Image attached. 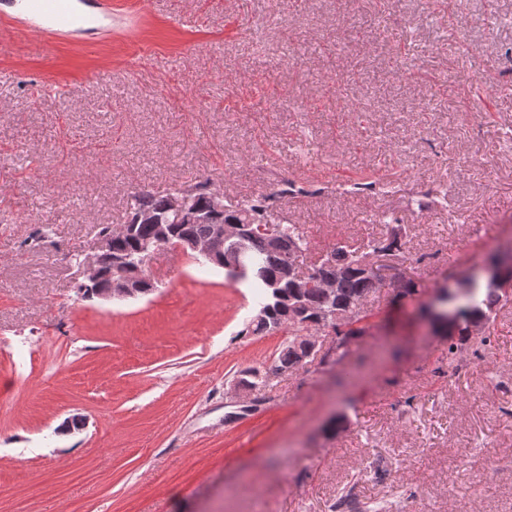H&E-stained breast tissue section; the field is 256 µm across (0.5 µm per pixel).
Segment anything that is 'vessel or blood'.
<instances>
[{"mask_svg":"<svg viewBox=\"0 0 512 512\" xmlns=\"http://www.w3.org/2000/svg\"><path fill=\"white\" fill-rule=\"evenodd\" d=\"M93 39L112 27V0H0V27Z\"/></svg>","mask_w":512,"mask_h":512,"instance_id":"1","label":"vessel or blood"}]
</instances>
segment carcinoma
<instances>
[{
	"mask_svg": "<svg viewBox=\"0 0 512 512\" xmlns=\"http://www.w3.org/2000/svg\"><path fill=\"white\" fill-rule=\"evenodd\" d=\"M192 203L207 213L209 222L181 224L179 232L199 240L212 234L214 224H239L241 236L224 249L237 251L251 266L252 273L246 282L254 288L261 303L268 306V322L251 321L247 330L256 334L279 330L288 331V342L282 345L275 358V366L287 371L297 365L313 361L308 349L309 338L320 332V319L330 308L336 310L335 335L344 343L359 335L358 324L369 317L367 299L383 284L374 279L369 268L377 255L403 253L406 242L402 236L392 233L374 238L363 246H356L348 240L339 241L331 250L312 264L321 279L335 285L333 301L325 302V293L320 288H292L287 268L297 254L308 250L304 233L295 224H286L272 213V200L276 193L261 195L236 206H224L222 212L209 209L212 190L209 182L199 180L188 187ZM128 220L133 222L145 210L152 212L161 224L175 223L170 209L171 194H160L149 190L136 191ZM151 234L148 226H140L135 233L118 234L112 238V248L126 253L133 268L144 267L147 256L141 252L143 242ZM501 289L494 287L482 277H471L462 291H455L445 300L454 313V319L439 325V330L456 339L448 347V359L456 360L457 354L467 347L470 337V322L482 319L485 323L494 321L497 311L511 302ZM266 372L258 368H246L240 372V380L256 389L266 383ZM336 512H364V505L350 493L336 498Z\"/></svg>",
	"mask_w": 512,
	"mask_h": 512,
	"instance_id": "cac0c4a2",
	"label": "carcinoma"
}]
</instances>
